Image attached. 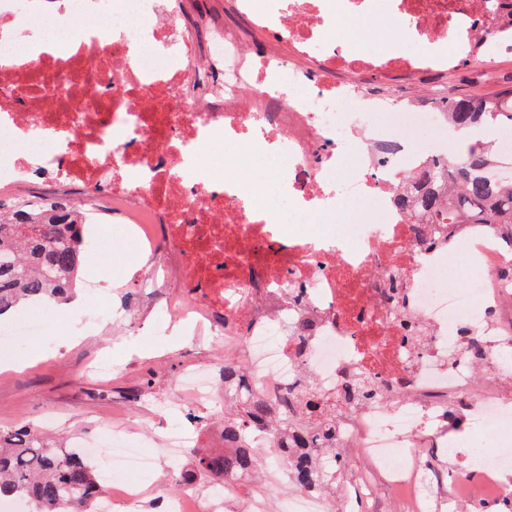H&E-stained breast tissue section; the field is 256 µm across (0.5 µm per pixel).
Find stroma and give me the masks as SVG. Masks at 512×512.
Listing matches in <instances>:
<instances>
[{
  "instance_id": "stroma-1",
  "label": "stroma",
  "mask_w": 512,
  "mask_h": 512,
  "mask_svg": "<svg viewBox=\"0 0 512 512\" xmlns=\"http://www.w3.org/2000/svg\"><path fill=\"white\" fill-rule=\"evenodd\" d=\"M450 93L484 96L512 85V53L501 55L492 69L465 62L449 72ZM237 145H217L208 150L203 164L211 178L220 181L238 178L245 192H253L256 183H271L266 159L258 158L250 166L239 162ZM92 263L84 265V281H108L109 295L91 301L86 290H79L71 312L56 317L48 333L54 345L34 344L26 337L15 340L23 364L0 378V427L11 429L25 425L41 426L50 412L60 416V426L69 433L72 445L88 441L106 443L110 422L132 415L143 428L133 439L144 440V428L157 422L148 412V402L164 382L180 378L184 371L216 360L219 348L204 338L177 331L162 313L143 307L134 273L142 266L143 256L137 243L121 224L101 218L96 225ZM108 358L119 365V372L107 380L86 374L93 358ZM435 447L425 454L436 470L448 473L467 466L468 450L478 440L451 428L435 435ZM190 452L178 459L167 454L157 456V467L145 486V496L137 512H157V505L176 485L191 465ZM268 478L246 481L227 496L224 512H247L252 502H277L287 482L285 473L275 464L267 465Z\"/></svg>"
}]
</instances>
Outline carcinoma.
<instances>
[{
    "label": "carcinoma",
    "mask_w": 512,
    "mask_h": 512,
    "mask_svg": "<svg viewBox=\"0 0 512 512\" xmlns=\"http://www.w3.org/2000/svg\"><path fill=\"white\" fill-rule=\"evenodd\" d=\"M450 123L458 129L486 123L512 127V87L491 96L448 94ZM502 164L493 143L451 147L426 175H413L393 197L408 213L419 238L429 239L437 224H499L512 228V177H492ZM85 213L65 201L21 217L0 200V317L28 303L57 308L69 302L85 249ZM222 383L229 385L244 369L243 360L221 352ZM378 397V386L361 380L342 394L324 396L312 381L288 387L278 401L224 394V443L213 453L192 449L195 468L184 479L205 478L224 490V481L251 472L258 459L241 447L250 434L270 431L288 438L296 433L308 445L314 464L292 457L290 449L275 456L295 489L322 488L346 467L335 454L337 417L342 410ZM100 484L93 466L75 449L29 427L0 429V498L13 497L31 506L29 512H97Z\"/></svg>",
    "instance_id": "obj_1"
}]
</instances>
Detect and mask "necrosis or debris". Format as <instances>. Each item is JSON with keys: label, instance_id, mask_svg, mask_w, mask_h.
<instances>
[{"label": "necrosis or debris", "instance_id": "1", "mask_svg": "<svg viewBox=\"0 0 512 512\" xmlns=\"http://www.w3.org/2000/svg\"><path fill=\"white\" fill-rule=\"evenodd\" d=\"M248 30L207 12L187 19L181 0H61L66 25L22 27L36 0H0V199L37 209L66 196L120 218L147 265L136 279L160 291L170 319L199 336H220L244 350L246 378L265 400L310 378L337 391L365 376L380 386L375 402L344 412L340 457L364 459L355 499L394 492L404 512H422L432 483L421 450L430 427L463 408L474 436L495 433L450 478L458 501L512 499L501 479L512 470V373L493 376L476 394V364L465 342L484 343V363L512 345V267L505 229L459 224L442 243L414 236L393 205L407 175L426 172L448 137L446 88L422 80L461 62L492 66L512 41L486 49L485 30L512 27V0H288L278 16L253 0H230ZM406 22L399 47L359 55L331 34L343 16ZM266 47L248 46L249 33ZM231 141L263 152L279 175L253 199L237 181L213 183L201 154ZM49 182L47 194L28 185ZM343 225L285 239L281 223L310 214ZM165 238L166 252L156 249ZM468 264L466 288L442 287L445 254ZM316 325L299 344L287 328L300 317ZM50 312L21 310L0 328V362L13 360L15 337H41ZM213 366L191 371L159 408L214 402ZM91 459L107 456L103 501L112 512L143 495L153 450L130 447L121 426L107 446L86 442ZM164 512H224V498L197 482L178 485Z\"/></svg>", "mask_w": 512, "mask_h": 512}]
</instances>
